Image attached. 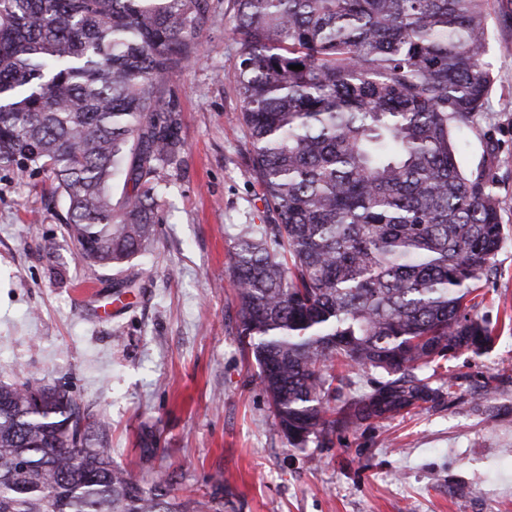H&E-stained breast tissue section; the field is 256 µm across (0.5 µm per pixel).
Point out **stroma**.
<instances>
[{"label": "stroma", "instance_id": "1", "mask_svg": "<svg viewBox=\"0 0 512 512\" xmlns=\"http://www.w3.org/2000/svg\"><path fill=\"white\" fill-rule=\"evenodd\" d=\"M209 4L202 56L168 84L183 148L161 172L162 222L123 270L78 257L45 174L0 170V380L68 386L107 422L114 462L134 470L152 429L155 470L200 495L225 480L237 512H512V0H490L492 88L479 124L455 136L462 169L492 176L503 200L477 309L497 340L449 361L450 401L303 449L276 426L235 331L230 251L244 225L272 216L247 173L232 0ZM122 278L138 285L125 308L110 302Z\"/></svg>", "mask_w": 512, "mask_h": 512}]
</instances>
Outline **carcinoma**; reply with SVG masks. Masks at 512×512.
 <instances>
[{
    "label": "carcinoma",
    "mask_w": 512,
    "mask_h": 512,
    "mask_svg": "<svg viewBox=\"0 0 512 512\" xmlns=\"http://www.w3.org/2000/svg\"><path fill=\"white\" fill-rule=\"evenodd\" d=\"M250 176L273 217L230 257L236 335L289 446L445 399L440 361L496 336L474 285L502 201L452 131L490 91L488 0H233ZM208 0H0V169L42 172L78 256L120 269L160 223L183 142L172 76ZM301 65V70L289 66ZM386 374L365 391L352 374ZM56 384L0 381V512H224L112 462ZM140 460L158 456L139 436Z\"/></svg>",
    "instance_id": "carcinoma-1"
}]
</instances>
